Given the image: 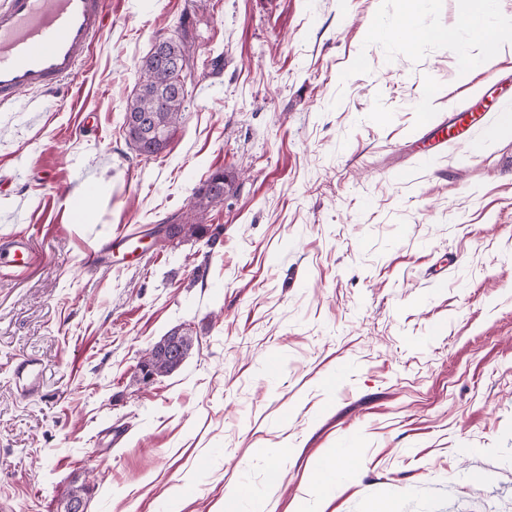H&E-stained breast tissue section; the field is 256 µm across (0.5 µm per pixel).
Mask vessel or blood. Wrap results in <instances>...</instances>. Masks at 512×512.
Wrapping results in <instances>:
<instances>
[{
	"label": "vessel or blood",
	"instance_id": "1",
	"mask_svg": "<svg viewBox=\"0 0 512 512\" xmlns=\"http://www.w3.org/2000/svg\"><path fill=\"white\" fill-rule=\"evenodd\" d=\"M107 0H0V105L15 103L23 92L58 88L74 76L106 26ZM476 125L467 107L432 125L430 146H445ZM122 237L89 250L83 266L104 264ZM40 260L30 238L15 233L0 237V270L28 272ZM13 384L23 397L39 394L40 362L28 357L13 369Z\"/></svg>",
	"mask_w": 512,
	"mask_h": 512
}]
</instances>
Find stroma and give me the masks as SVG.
I'll return each mask as SVG.
<instances>
[{
	"label": "stroma",
	"instance_id": "obj_1",
	"mask_svg": "<svg viewBox=\"0 0 512 512\" xmlns=\"http://www.w3.org/2000/svg\"><path fill=\"white\" fill-rule=\"evenodd\" d=\"M402 8L112 0L70 84L0 106V233L42 256L0 270V512H63L82 483L86 512H512V134L419 145L512 76V41L482 58L459 0H425L457 34L411 45ZM160 34L191 96L147 160L124 108ZM218 169L216 244L139 249ZM116 235L130 253L85 269ZM175 327L194 348L144 384ZM174 329L169 330L164 336H167ZM164 336L155 342L151 348L147 349L144 356L142 357V359H145L148 362L150 366V372L154 378L168 375L177 370L188 357L194 346V338L192 334L185 330L184 335H182L180 339V343L183 347V353L180 359L177 361H172V359H169L166 355H163L162 346H169L170 349H174L179 345V336H168L166 341L162 343ZM13 384L20 396L39 394L41 388L39 360L28 357L17 362L13 369Z\"/></svg>",
	"mask_w": 512,
	"mask_h": 512
}]
</instances>
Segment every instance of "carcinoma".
<instances>
[{
  "label": "carcinoma",
  "mask_w": 512,
  "mask_h": 512,
  "mask_svg": "<svg viewBox=\"0 0 512 512\" xmlns=\"http://www.w3.org/2000/svg\"><path fill=\"white\" fill-rule=\"evenodd\" d=\"M189 48L181 41L169 39L160 53H148L139 69V82L133 95L127 99L124 114H140L145 117V135L139 136L126 131L129 142L141 155L157 156L168 146L172 132L180 124L186 110L187 92L173 82V68L185 71L188 64ZM228 179L224 171L216 170L194 193L190 216L180 224H167L164 228L168 238H200L207 233V225L198 223V214L210 207L224 204V192ZM180 343L183 353L173 361L162 353L161 342L157 341L146 350L143 359L155 377L168 375L188 357L194 346V338L184 332Z\"/></svg>",
  "instance_id": "carcinoma-1"
}]
</instances>
